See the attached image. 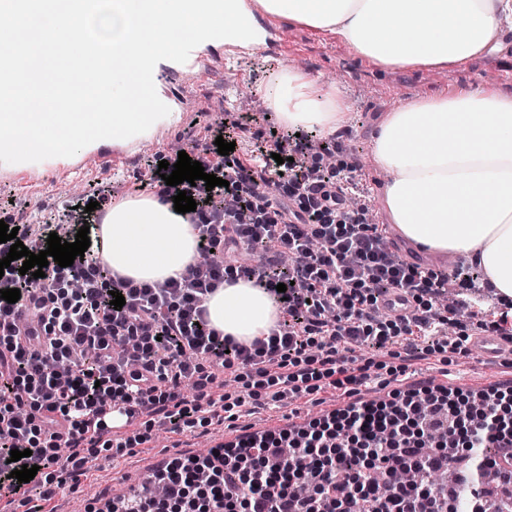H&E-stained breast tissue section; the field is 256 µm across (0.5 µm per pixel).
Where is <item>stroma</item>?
Instances as JSON below:
<instances>
[{
    "instance_id": "1",
    "label": "stroma",
    "mask_w": 512,
    "mask_h": 512,
    "mask_svg": "<svg viewBox=\"0 0 512 512\" xmlns=\"http://www.w3.org/2000/svg\"><path fill=\"white\" fill-rule=\"evenodd\" d=\"M280 29L284 38L281 50L255 55L233 69L226 67L223 60H215L207 81L180 85L178 91L187 100V112L176 115L156 143L141 149L139 157L125 170L116 171L109 164L90 161L78 177L54 169L23 183L15 182L11 173H0V198L12 202L8 217L17 224L48 223L56 218L62 204L74 197L76 188L97 184L109 187L116 202L135 196L138 186L149 183L143 157L167 153L175 143L188 147L202 140L206 126L225 113L249 111L257 101L265 99L276 73L296 68L344 93L347 111L339 133L345 148L339 157L345 168L355 169L369 195V223L385 224L389 218L382 189L388 175L373 163L370 151L386 113L412 99L451 96L465 88L481 87L512 95V23L507 21L501 25L503 51L485 52L449 73L399 68L384 71L356 56L333 33L285 23ZM436 343L433 336L416 339L417 358L413 361L408 360L401 343L356 348L357 365L368 366L374 379L364 391L365 398L383 397L398 388V381L390 380L387 373L391 366H405L419 379L460 375L471 388L512 378V355L505 353L481 363L471 349L444 356L435 354L432 347ZM214 394L229 403L240 402L242 417L235 421L219 417L211 424L178 434L156 426L146 442L120 452L112 448L85 449L77 475L65 476L64 486L51 500H43V488L37 484L27 486L25 496L6 493L0 495V500L9 502L12 512H95L101 498L137 484L142 473L155 466L158 455L187 456L197 449L223 443L226 434L245 426L264 429L287 423L295 415L306 421L348 401L342 390L328 388L302 398L285 397L274 402L257 394L252 379L246 377L228 379L226 386L215 389Z\"/></svg>"
}]
</instances>
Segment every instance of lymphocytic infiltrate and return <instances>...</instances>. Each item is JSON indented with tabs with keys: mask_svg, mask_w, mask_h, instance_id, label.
Masks as SVG:
<instances>
[{
	"mask_svg": "<svg viewBox=\"0 0 512 512\" xmlns=\"http://www.w3.org/2000/svg\"><path fill=\"white\" fill-rule=\"evenodd\" d=\"M228 112L211 123L188 151L205 173L224 179L166 185L151 175L164 198L187 191L197 203L189 217L200 242V261L161 282L115 279L91 257L63 268L50 262L44 275L20 274L22 260L0 274V289H19L20 301L39 312L45 338L25 340L16 323L19 303L0 299V487L22 490L11 478L16 446L30 449L28 465L67 467L60 447L98 444L112 431L113 412L131 432L144 413L171 428L190 425L214 408L213 369L249 370L258 376L278 366L291 393L302 383L327 380L358 392L368 376L349 366L339 343L380 345L399 336H433L457 307L470 327L512 341V303L489 305L467 268L455 274L456 304L440 309L447 277L409 264L386 249L365 210L352 208L353 176L316 165L309 132H276L249 152L220 155L216 138L239 142L252 122ZM261 250L248 264L225 262L228 251ZM264 288L284 318L266 338L243 345L210 328L204 302L225 276ZM286 292H278V284ZM407 293L411 315L391 317L383 296ZM125 298L114 308L112 292ZM318 344L312 357L306 349ZM192 382L186 402L178 379ZM417 472L413 484L396 481ZM207 479H199V472ZM455 474L437 484L432 474ZM163 496L124 501L115 512H512V382L478 389L424 383L390 399L356 400L307 424L277 433L244 436L205 458L175 457L160 470ZM468 497H461L460 489Z\"/></svg>",
	"mask_w": 512,
	"mask_h": 512,
	"instance_id": "f902f5d3",
	"label": "lymphocytic infiltrate"
}]
</instances>
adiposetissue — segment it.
I'll return each mask as SVG.
<instances>
[{
    "mask_svg": "<svg viewBox=\"0 0 512 512\" xmlns=\"http://www.w3.org/2000/svg\"><path fill=\"white\" fill-rule=\"evenodd\" d=\"M266 14L329 31L381 68L453 69L484 53L512 0H261ZM290 129L336 133L342 93L310 75L282 71L266 96ZM389 174L383 205L414 246L478 265L492 293L512 299V95L476 88L418 98L389 112L373 140ZM112 273L136 282L178 277L198 254L188 215L142 195L113 204L100 224ZM221 335L251 344L281 311L243 279L205 302Z\"/></svg>",
    "mask_w": 512,
    "mask_h": 512,
    "instance_id": "obj_1",
    "label": "adipose tissue"
}]
</instances>
